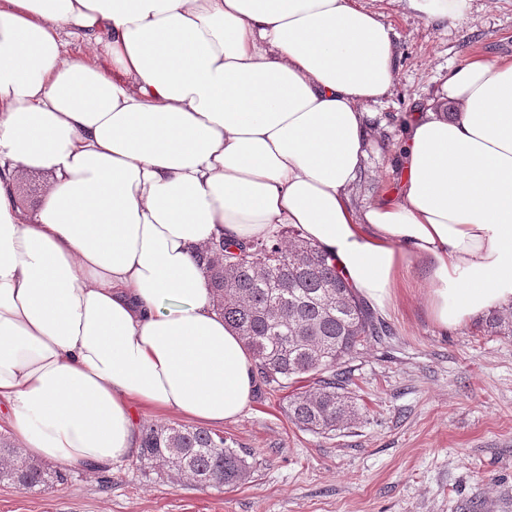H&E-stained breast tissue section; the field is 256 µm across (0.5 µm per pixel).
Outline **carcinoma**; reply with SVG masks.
I'll use <instances>...</instances> for the list:
<instances>
[{
	"mask_svg": "<svg viewBox=\"0 0 512 512\" xmlns=\"http://www.w3.org/2000/svg\"><path fill=\"white\" fill-rule=\"evenodd\" d=\"M216 310L253 356L259 385L271 392L309 385L286 396L289 420L299 429L330 434L361 418L349 389L350 361L382 344L389 326L328 262L315 244L291 234L246 244L224 239L197 250ZM479 332L512 336V303L477 324ZM139 457L200 486H236L250 476L246 454L224 434L199 426L142 428ZM69 471L22 460L11 437L0 433V483L49 490L68 482Z\"/></svg>",
	"mask_w": 512,
	"mask_h": 512,
	"instance_id": "carcinoma-1",
	"label": "carcinoma"
}]
</instances>
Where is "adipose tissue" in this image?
<instances>
[{"instance_id":"obj_1","label":"adipose tissue","mask_w":512,"mask_h":512,"mask_svg":"<svg viewBox=\"0 0 512 512\" xmlns=\"http://www.w3.org/2000/svg\"><path fill=\"white\" fill-rule=\"evenodd\" d=\"M84 41L71 55L72 38ZM396 61L359 0H0V413L24 456L112 467L136 406L235 420L252 356L195 249L294 225L379 307L423 263L440 327L512 303V59L417 112L355 210ZM44 172L37 211L15 195Z\"/></svg>"}]
</instances>
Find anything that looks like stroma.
<instances>
[{
  "mask_svg": "<svg viewBox=\"0 0 512 512\" xmlns=\"http://www.w3.org/2000/svg\"><path fill=\"white\" fill-rule=\"evenodd\" d=\"M360 2L390 28L396 72L370 121L358 210L396 188L408 118L446 110L449 68L473 54L512 56V0H465L462 21L443 25L407 0ZM427 293L412 267L381 312L393 332L387 347L353 361L364 408L354 427L301 431L279 392L254 393L221 425L249 455L245 484L163 479L133 456L110 469L71 464L68 483L44 492L0 485V512H512V336L482 335L472 321L436 326Z\"/></svg>",
  "mask_w": 512,
  "mask_h": 512,
  "instance_id": "35a3bbf8",
  "label": "stroma"
}]
</instances>
